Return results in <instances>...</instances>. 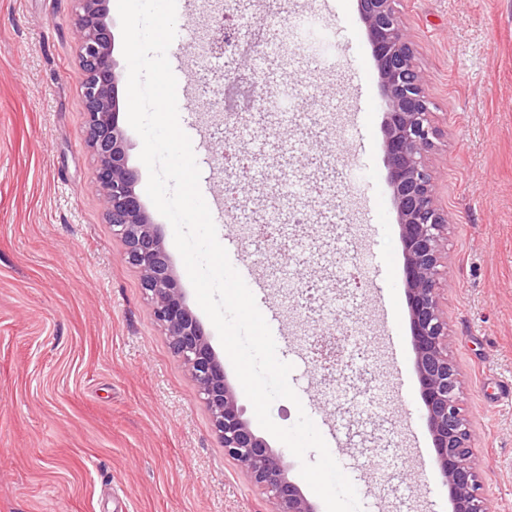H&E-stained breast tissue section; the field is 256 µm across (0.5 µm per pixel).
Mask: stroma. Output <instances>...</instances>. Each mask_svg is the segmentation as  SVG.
<instances>
[{
  "label": "stroma",
  "mask_w": 512,
  "mask_h": 512,
  "mask_svg": "<svg viewBox=\"0 0 512 512\" xmlns=\"http://www.w3.org/2000/svg\"><path fill=\"white\" fill-rule=\"evenodd\" d=\"M437 135L426 163L448 216L441 280L448 355L460 378L472 460L489 512H512V0H395ZM255 28L247 69L259 106L227 113L226 77L190 32L213 13L190 0L168 60L181 128L235 269L255 290L300 401L333 426L334 458L363 512H451L435 471L414 368L400 228L387 180L381 90L357 0H244ZM74 0H0V512H268L226 456L188 368L155 320L94 188ZM236 139L251 172L222 157ZM306 190L294 197L289 181ZM165 239L187 305L230 384L238 379L199 307L170 223ZM350 331L335 370L311 364L305 337Z\"/></svg>",
  "instance_id": "1"
}]
</instances>
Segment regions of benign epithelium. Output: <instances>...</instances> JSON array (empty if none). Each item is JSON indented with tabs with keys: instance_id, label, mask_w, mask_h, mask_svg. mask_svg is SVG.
I'll use <instances>...</instances> for the list:
<instances>
[{
	"instance_id": "7a95c632",
	"label": "benign epithelium",
	"mask_w": 512,
	"mask_h": 512,
	"mask_svg": "<svg viewBox=\"0 0 512 512\" xmlns=\"http://www.w3.org/2000/svg\"><path fill=\"white\" fill-rule=\"evenodd\" d=\"M80 63L86 73L83 98L87 136L96 159L95 184L112 230L125 244L126 260L142 274L153 315L166 331L176 356L189 367L198 393L209 407L224 454L237 461L266 496L271 512H315L289 479L282 454L270 448L244 417L236 392L224 375L199 320L185 303L163 239L136 192L138 175L128 165V146L119 125L120 76L107 0H76ZM393 0H358L380 77L388 180L405 258V286L426 422L435 465L448 487L452 512H487L482 478L472 462L471 433L460 405V381L448 357V319L440 303L441 243L448 216L438 205L434 178L425 157L436 127L423 76L413 62ZM212 56L240 52L238 38L224 37Z\"/></svg>"
}]
</instances>
